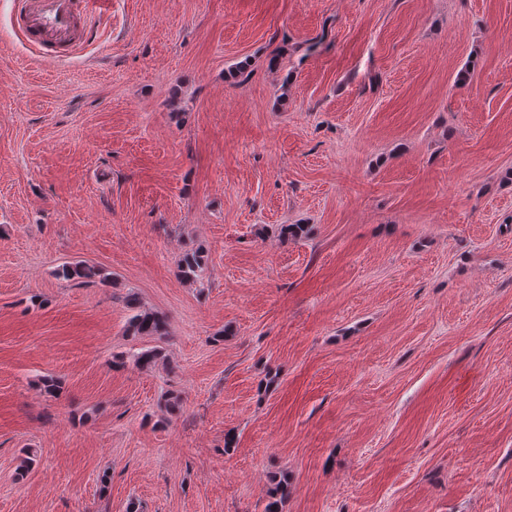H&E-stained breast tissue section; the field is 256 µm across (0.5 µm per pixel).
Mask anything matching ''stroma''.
Wrapping results in <instances>:
<instances>
[{"label":"stroma","mask_w":512,"mask_h":512,"mask_svg":"<svg viewBox=\"0 0 512 512\" xmlns=\"http://www.w3.org/2000/svg\"><path fill=\"white\" fill-rule=\"evenodd\" d=\"M12 11L0 512H512V0H112L58 60ZM206 264L207 259L202 251L186 252L178 264L179 276L189 284L201 283ZM126 306L131 312L126 327L128 335L134 338H162L168 335L167 318L162 312L145 308L134 294L127 297Z\"/></svg>","instance_id":"obj_1"}]
</instances>
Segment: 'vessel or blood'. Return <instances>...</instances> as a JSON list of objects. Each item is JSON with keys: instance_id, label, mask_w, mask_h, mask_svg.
<instances>
[{"instance_id": "vessel-or-blood-1", "label": "vessel or blood", "mask_w": 512, "mask_h": 512, "mask_svg": "<svg viewBox=\"0 0 512 512\" xmlns=\"http://www.w3.org/2000/svg\"><path fill=\"white\" fill-rule=\"evenodd\" d=\"M112 0H17L14 27L51 59L68 58L88 39L93 13L108 11Z\"/></svg>"}]
</instances>
